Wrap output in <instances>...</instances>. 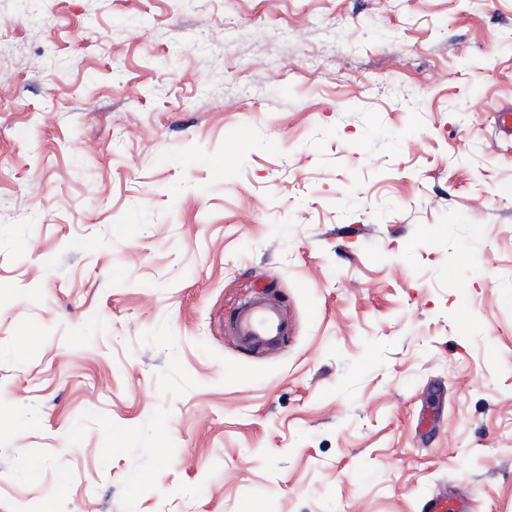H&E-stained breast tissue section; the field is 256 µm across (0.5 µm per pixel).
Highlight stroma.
Listing matches in <instances>:
<instances>
[{
  "label": "stroma",
  "mask_w": 512,
  "mask_h": 512,
  "mask_svg": "<svg viewBox=\"0 0 512 512\" xmlns=\"http://www.w3.org/2000/svg\"><path fill=\"white\" fill-rule=\"evenodd\" d=\"M505 107L512 0H0V512H512ZM230 325L239 343L250 350L275 346L288 334L279 306L259 291L238 305ZM425 508L428 512H473L468 501L449 496L431 497Z\"/></svg>",
  "instance_id": "obj_1"
}]
</instances>
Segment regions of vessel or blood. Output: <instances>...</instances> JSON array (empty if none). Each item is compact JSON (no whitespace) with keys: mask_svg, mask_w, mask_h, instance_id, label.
Instances as JSON below:
<instances>
[{"mask_svg":"<svg viewBox=\"0 0 512 512\" xmlns=\"http://www.w3.org/2000/svg\"><path fill=\"white\" fill-rule=\"evenodd\" d=\"M233 334L247 349L277 345L288 334V322L279 306L262 292L241 302L230 322ZM427 512H473L468 501L436 496L429 498Z\"/></svg>","mask_w":512,"mask_h":512,"instance_id":"1","label":"vessel or blood"}]
</instances>
